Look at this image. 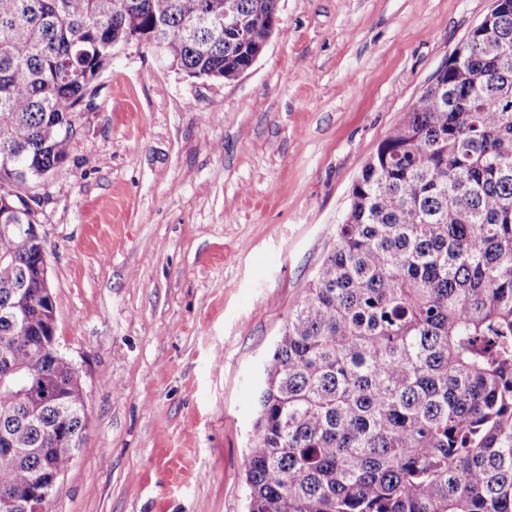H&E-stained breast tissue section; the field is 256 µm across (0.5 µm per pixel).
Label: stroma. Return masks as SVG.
<instances>
[{
    "mask_svg": "<svg viewBox=\"0 0 512 512\" xmlns=\"http://www.w3.org/2000/svg\"><path fill=\"white\" fill-rule=\"evenodd\" d=\"M494 0H280L233 81L128 44L35 189L87 427L44 512H247L262 365L351 191Z\"/></svg>",
    "mask_w": 512,
    "mask_h": 512,
    "instance_id": "35a3bbf8",
    "label": "stroma"
}]
</instances>
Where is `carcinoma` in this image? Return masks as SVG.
I'll list each match as a JSON object with an SVG mask.
<instances>
[{"label": "carcinoma", "instance_id": "obj_1", "mask_svg": "<svg viewBox=\"0 0 512 512\" xmlns=\"http://www.w3.org/2000/svg\"><path fill=\"white\" fill-rule=\"evenodd\" d=\"M267 35L277 0H237ZM224 0H0V186L65 162L74 117L127 41L170 30L171 67L234 80L251 45L197 25ZM353 185L336 244L264 364L248 512H512V0L473 28ZM40 203L0 194L5 224ZM42 251L0 233V318L20 373L0 382V497L25 512L45 462L87 426L81 379L24 337L51 333ZM64 398L29 417L21 381ZM8 450H3V447ZM20 448L23 453H11Z\"/></svg>", "mask_w": 512, "mask_h": 512}]
</instances>
